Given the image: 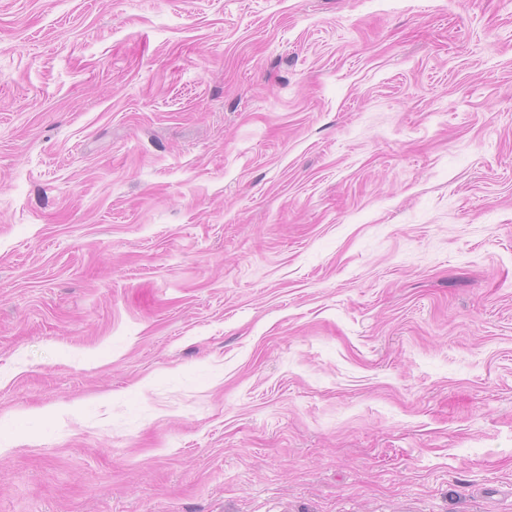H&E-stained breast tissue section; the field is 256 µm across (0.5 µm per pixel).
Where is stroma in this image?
Masks as SVG:
<instances>
[{
  "label": "stroma",
  "instance_id": "35a3bbf8",
  "mask_svg": "<svg viewBox=\"0 0 512 512\" xmlns=\"http://www.w3.org/2000/svg\"><path fill=\"white\" fill-rule=\"evenodd\" d=\"M0 512H512V0H0Z\"/></svg>",
  "mask_w": 512,
  "mask_h": 512
}]
</instances>
